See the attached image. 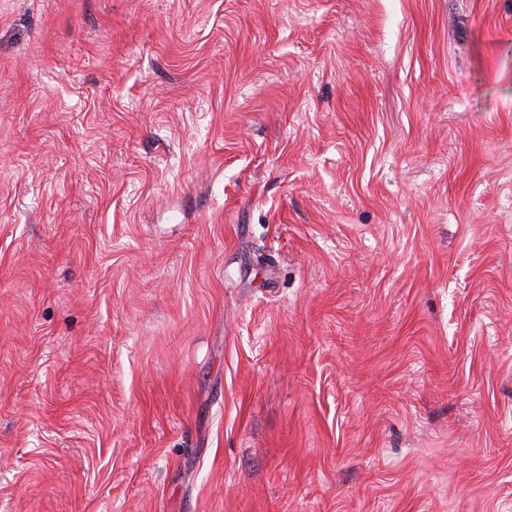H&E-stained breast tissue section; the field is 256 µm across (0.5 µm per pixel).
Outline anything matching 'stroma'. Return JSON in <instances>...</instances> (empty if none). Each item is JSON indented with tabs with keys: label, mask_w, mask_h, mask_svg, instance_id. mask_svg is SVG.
<instances>
[{
	"label": "stroma",
	"mask_w": 512,
	"mask_h": 512,
	"mask_svg": "<svg viewBox=\"0 0 512 512\" xmlns=\"http://www.w3.org/2000/svg\"><path fill=\"white\" fill-rule=\"evenodd\" d=\"M0 512H512V0H0Z\"/></svg>",
	"instance_id": "1"
}]
</instances>
